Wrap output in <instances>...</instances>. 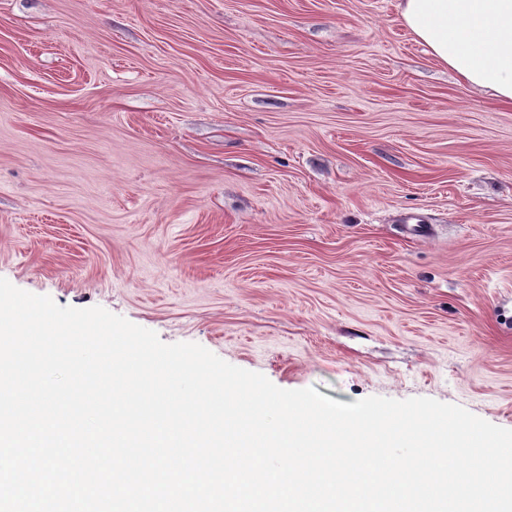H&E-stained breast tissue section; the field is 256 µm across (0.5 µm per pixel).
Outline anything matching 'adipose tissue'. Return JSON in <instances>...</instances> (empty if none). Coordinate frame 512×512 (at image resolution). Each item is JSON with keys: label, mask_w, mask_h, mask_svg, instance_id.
Returning a JSON list of instances; mask_svg holds the SVG:
<instances>
[{"label": "adipose tissue", "mask_w": 512, "mask_h": 512, "mask_svg": "<svg viewBox=\"0 0 512 512\" xmlns=\"http://www.w3.org/2000/svg\"><path fill=\"white\" fill-rule=\"evenodd\" d=\"M400 16L465 85L512 106V0H401Z\"/></svg>", "instance_id": "ef3b65f1"}]
</instances>
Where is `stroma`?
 I'll return each mask as SVG.
<instances>
[{
  "mask_svg": "<svg viewBox=\"0 0 512 512\" xmlns=\"http://www.w3.org/2000/svg\"><path fill=\"white\" fill-rule=\"evenodd\" d=\"M399 2L0 0V277L512 429V106Z\"/></svg>",
  "mask_w": 512,
  "mask_h": 512,
  "instance_id": "1",
  "label": "stroma"
}]
</instances>
